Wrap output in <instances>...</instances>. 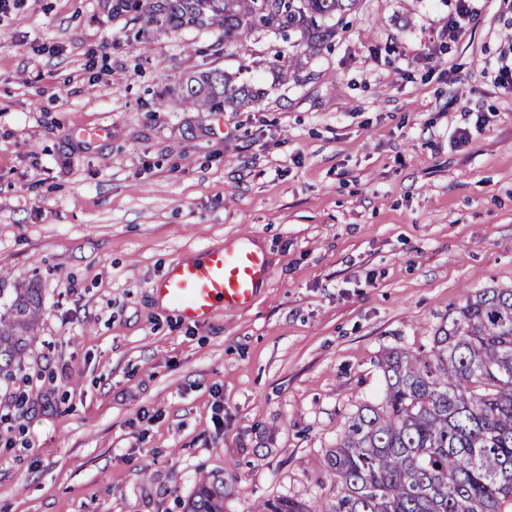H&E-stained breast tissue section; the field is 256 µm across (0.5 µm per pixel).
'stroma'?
Here are the masks:
<instances>
[{
    "mask_svg": "<svg viewBox=\"0 0 512 512\" xmlns=\"http://www.w3.org/2000/svg\"><path fill=\"white\" fill-rule=\"evenodd\" d=\"M106 0L0 13V289L36 281L35 334L0 376V512H224L341 492L327 454L465 295L512 288V0H358L278 81L274 35L148 30ZM253 64L239 110L172 109L188 74ZM469 138L455 139V130ZM249 238L247 310L180 321L151 284ZM185 512H224V480L218 477L200 480Z\"/></svg>",
    "mask_w": 512,
    "mask_h": 512,
    "instance_id": "35a3bbf8",
    "label": "stroma"
}]
</instances>
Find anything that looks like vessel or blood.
<instances>
[{
	"mask_svg": "<svg viewBox=\"0 0 512 512\" xmlns=\"http://www.w3.org/2000/svg\"><path fill=\"white\" fill-rule=\"evenodd\" d=\"M270 276L265 255L246 243H228L203 256L171 266L156 280L157 296L173 307L182 322L201 324L216 307L248 308L258 285Z\"/></svg>",
	"mask_w": 512,
	"mask_h": 512,
	"instance_id": "vessel-or-blood-1",
	"label": "vessel or blood"
}]
</instances>
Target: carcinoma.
I'll return each mask as SVG.
<instances>
[{"label": "carcinoma", "mask_w": 512, "mask_h": 512, "mask_svg": "<svg viewBox=\"0 0 512 512\" xmlns=\"http://www.w3.org/2000/svg\"><path fill=\"white\" fill-rule=\"evenodd\" d=\"M112 18L155 30L217 26L224 44L274 34L326 45L328 20L357 0H108ZM243 66L208 68L169 90V105L222 112L264 93ZM41 289H13L0 309V375L21 359L38 322ZM380 368L385 394L359 408L330 450L340 495L326 508L279 496L259 512H512V289L465 295L419 352L391 348ZM185 512H224V480H200Z\"/></svg>", "instance_id": "1"}]
</instances>
